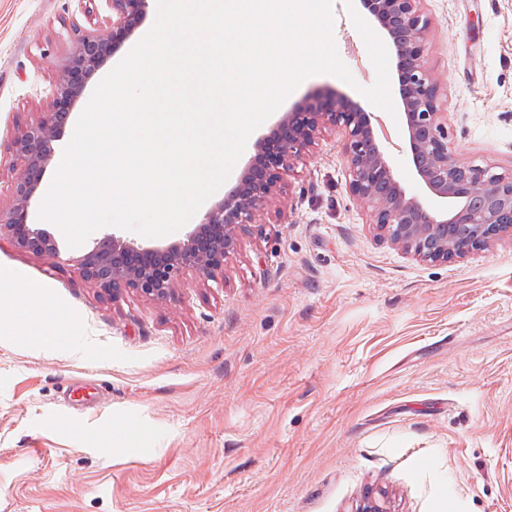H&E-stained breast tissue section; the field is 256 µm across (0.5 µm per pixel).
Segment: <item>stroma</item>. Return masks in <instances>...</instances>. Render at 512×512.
Returning <instances> with one entry per match:
<instances>
[{
	"mask_svg": "<svg viewBox=\"0 0 512 512\" xmlns=\"http://www.w3.org/2000/svg\"><path fill=\"white\" fill-rule=\"evenodd\" d=\"M427 64L460 158L512 171V0H425ZM333 39L354 78L289 96L361 100L376 80L347 0ZM79 0H0V148L52 101ZM341 135L293 163L222 272L165 300L80 274L105 237L0 270L47 287L82 358L0 333V512H512V237L448 263L373 237Z\"/></svg>",
	"mask_w": 512,
	"mask_h": 512,
	"instance_id": "35a3bbf8",
	"label": "stroma"
}]
</instances>
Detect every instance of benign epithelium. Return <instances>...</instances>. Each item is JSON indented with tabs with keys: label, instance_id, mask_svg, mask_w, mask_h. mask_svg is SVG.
I'll list each match as a JSON object with an SVG mask.
<instances>
[{
	"label": "benign epithelium",
	"instance_id": "benign-epithelium-1",
	"mask_svg": "<svg viewBox=\"0 0 512 512\" xmlns=\"http://www.w3.org/2000/svg\"><path fill=\"white\" fill-rule=\"evenodd\" d=\"M112 33L74 29L71 49L58 72L50 108L27 122L0 156V167L19 170L11 184L13 207L0 214V230L17 246L54 257L56 238L27 223L28 209L54 156L53 143L67 124L88 81L131 36L148 0H106ZM386 41L391 75L401 101L405 146L419 186L407 192L377 137L373 113L345 95L309 96L284 112L255 144L237 183L183 238L143 247L112 234L83 256L82 277L117 298L132 289L151 300L172 294L188 270L206 277L224 270L255 213L275 203L280 182L295 157L323 133L342 132V156L350 195L369 214L375 237L422 262L448 263L512 235V173L463 161L448 146V113L440 81L427 65L431 19L424 0H359Z\"/></svg>",
	"mask_w": 512,
	"mask_h": 512
}]
</instances>
